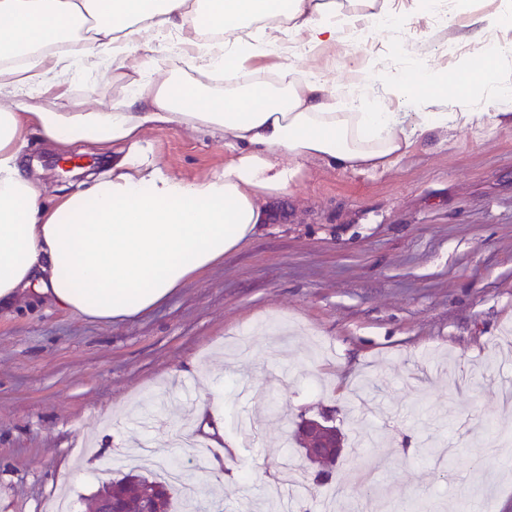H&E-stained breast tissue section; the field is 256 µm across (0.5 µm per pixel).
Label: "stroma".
I'll return each instance as SVG.
<instances>
[{"mask_svg": "<svg viewBox=\"0 0 512 512\" xmlns=\"http://www.w3.org/2000/svg\"><path fill=\"white\" fill-rule=\"evenodd\" d=\"M390 27L293 61L345 82L370 65L377 87L412 67L453 84L481 45L465 22L512 14V0H394ZM281 57L279 65H287ZM121 90L86 70L71 91L89 109ZM143 145L171 176L224 168L223 139L153 128ZM30 179L48 197L79 181L41 165L53 145L29 134ZM266 224L162 305L112 325L25 306L0 316V512H46L67 494L89 512L149 443L199 482L208 512H261L301 416L327 407L347 439L332 481L336 512H512V125L467 127L421 143L382 174L307 162L267 204ZM218 412L238 478L199 471L171 438L210 434L172 407ZM450 459L418 451L426 437ZM81 477L68 479V468Z\"/></svg>", "mask_w": 512, "mask_h": 512, "instance_id": "1", "label": "stroma"}]
</instances>
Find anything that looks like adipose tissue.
<instances>
[{"label": "adipose tissue", "mask_w": 512, "mask_h": 512, "mask_svg": "<svg viewBox=\"0 0 512 512\" xmlns=\"http://www.w3.org/2000/svg\"><path fill=\"white\" fill-rule=\"evenodd\" d=\"M394 0H0V313L23 303L109 324L130 321L223 261L265 219L307 162L387 171L422 139L467 126L512 123V52L468 57L457 93L408 71L423 112L360 111L371 68L345 89L294 66L250 67L287 52L285 35L313 52L367 22L393 24ZM186 36L185 70L131 63L150 45ZM91 61L112 63L123 91L93 111L70 80ZM484 81L486 105L470 94ZM172 126L223 138V170L200 181L166 175L143 133ZM67 149L127 146L111 174L56 203L33 185L20 149L28 134Z\"/></svg>", "instance_id": "obj_1"}]
</instances>
